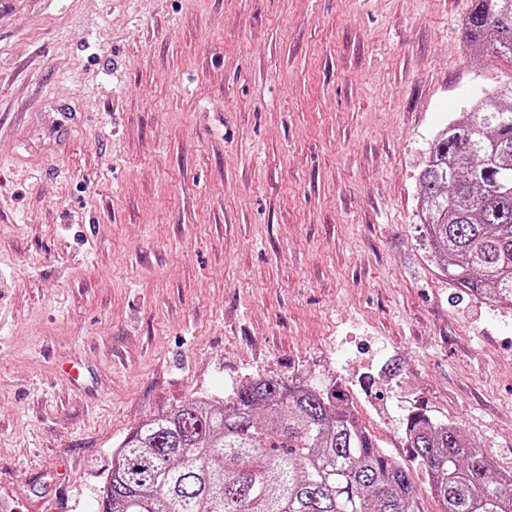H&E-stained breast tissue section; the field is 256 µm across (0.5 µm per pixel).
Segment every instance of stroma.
<instances>
[{"label": "stroma", "instance_id": "stroma-1", "mask_svg": "<svg viewBox=\"0 0 512 512\" xmlns=\"http://www.w3.org/2000/svg\"><path fill=\"white\" fill-rule=\"evenodd\" d=\"M469 0H0V512H98L132 428L339 381L512 472V307L419 219L433 140L512 67Z\"/></svg>", "mask_w": 512, "mask_h": 512}]
</instances>
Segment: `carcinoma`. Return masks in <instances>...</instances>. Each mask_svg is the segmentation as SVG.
I'll return each instance as SVG.
<instances>
[{
  "instance_id": "obj_1",
  "label": "carcinoma",
  "mask_w": 512,
  "mask_h": 512,
  "mask_svg": "<svg viewBox=\"0 0 512 512\" xmlns=\"http://www.w3.org/2000/svg\"><path fill=\"white\" fill-rule=\"evenodd\" d=\"M463 30L469 51L512 66V0H470ZM420 184V221L448 279L512 306V83L437 133ZM405 447L438 512H512V474L455 424L417 409ZM100 500V512H419L409 467L378 445L338 387L273 377L138 424Z\"/></svg>"
}]
</instances>
